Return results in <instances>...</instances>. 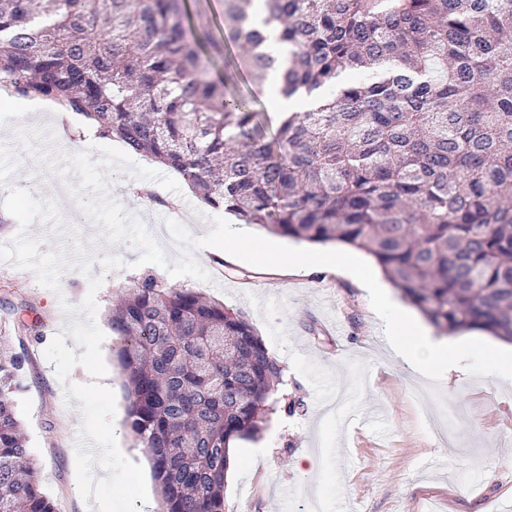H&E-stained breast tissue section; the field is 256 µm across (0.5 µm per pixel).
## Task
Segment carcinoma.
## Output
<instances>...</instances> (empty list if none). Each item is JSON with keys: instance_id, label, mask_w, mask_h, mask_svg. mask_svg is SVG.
I'll list each match as a JSON object with an SVG mask.
<instances>
[{"instance_id": "1", "label": "carcinoma", "mask_w": 512, "mask_h": 512, "mask_svg": "<svg viewBox=\"0 0 512 512\" xmlns=\"http://www.w3.org/2000/svg\"><path fill=\"white\" fill-rule=\"evenodd\" d=\"M278 32L280 58L267 49ZM224 72L182 0H0V85L179 173L215 210L364 250L451 335L512 341V0H224ZM274 91L303 105L272 118ZM163 512H224L227 444L283 368L240 311L148 275L109 311ZM0 336V512H56Z\"/></svg>"}]
</instances>
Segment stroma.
<instances>
[{"label":"stroma","mask_w":512,"mask_h":512,"mask_svg":"<svg viewBox=\"0 0 512 512\" xmlns=\"http://www.w3.org/2000/svg\"><path fill=\"white\" fill-rule=\"evenodd\" d=\"M82 118L60 128L50 116L32 120L23 101L0 100V201L29 188L39 167L49 165L57 142L69 153L88 149ZM121 169L111 194L137 216L169 258L179 246L165 227L174 219L198 235L211 228L214 209L194 193L168 191ZM76 202L59 203L60 222L37 220L30 237L42 251H65L82 242L96 255L112 254L127 268L106 272L96 295V321L104 334V363L110 394L81 365L59 380L44 355L71 322L88 292V277L65 265L58 290L42 286L35 272L15 259L0 260V331L27 355V387L17 399L28 446L40 465L39 479L57 512H140L142 492L158 495L145 449L134 447L124 428L128 400L118 360L120 341L107 321L108 308L133 279L154 275L155 265L136 267L138 250L127 240L109 244L103 233L71 219ZM195 256L211 275L205 283L179 278L225 307L245 313L267 351L284 368L278 398L296 401L293 413L276 409L259 434L237 439L238 461L224 479V512H307L310 498L322 512H512V379L475 377L449 368L441 382L418 374L397 359L383 340L367 293L342 273L258 268L214 247ZM36 325L22 333L17 323ZM437 412L427 427L419 404ZM119 426V448L96 454L109 427Z\"/></svg>","instance_id":"obj_1"}]
</instances>
